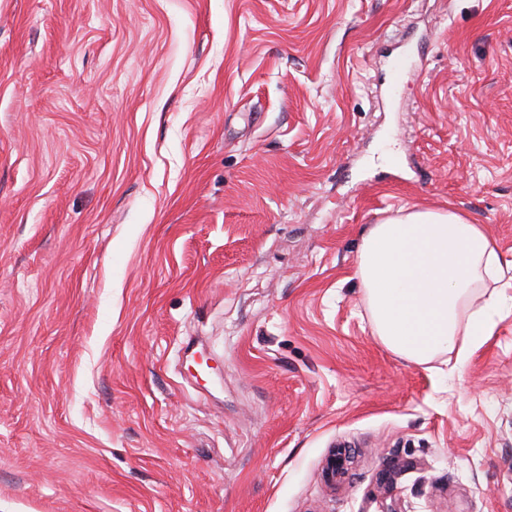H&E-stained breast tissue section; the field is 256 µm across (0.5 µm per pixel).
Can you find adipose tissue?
I'll return each mask as SVG.
<instances>
[{
  "instance_id": "1",
  "label": "adipose tissue",
  "mask_w": 512,
  "mask_h": 512,
  "mask_svg": "<svg viewBox=\"0 0 512 512\" xmlns=\"http://www.w3.org/2000/svg\"><path fill=\"white\" fill-rule=\"evenodd\" d=\"M502 276L494 240L452 211H406L372 225L357 256L375 336L416 366L447 353L464 362L491 335Z\"/></svg>"
}]
</instances>
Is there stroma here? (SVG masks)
<instances>
[{
    "instance_id": "1",
    "label": "stroma",
    "mask_w": 512,
    "mask_h": 512,
    "mask_svg": "<svg viewBox=\"0 0 512 512\" xmlns=\"http://www.w3.org/2000/svg\"><path fill=\"white\" fill-rule=\"evenodd\" d=\"M402 208L498 244L461 368ZM0 512H512V0H0ZM357 277L374 335L410 364L454 351L461 364L492 335L500 293L487 281L503 277L501 257L482 225L456 212L406 211L372 225Z\"/></svg>"
}]
</instances>
